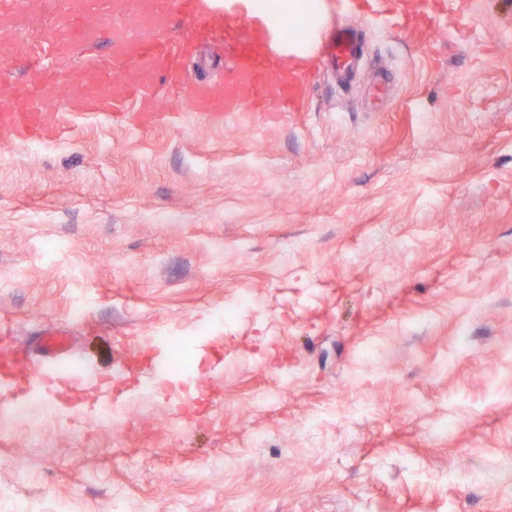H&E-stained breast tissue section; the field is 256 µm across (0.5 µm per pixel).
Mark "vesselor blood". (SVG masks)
Returning a JSON list of instances; mask_svg holds the SVG:
<instances>
[{"mask_svg": "<svg viewBox=\"0 0 512 512\" xmlns=\"http://www.w3.org/2000/svg\"><path fill=\"white\" fill-rule=\"evenodd\" d=\"M346 24L327 34L310 27L303 38L248 8V0H61L59 24L43 38L33 55L30 74L0 90V135L9 138L52 139L65 132L54 101L67 86L70 113L95 107H124L137 102L142 121L155 117L157 79L176 83L182 61L196 35L224 32L235 52L223 82L202 81L186 100L199 116L217 112H299L306 101L305 62H327L340 80H347L362 49L367 29L416 30L406 0H337ZM188 19L186 33L167 35L172 15ZM107 27L113 57L126 61L140 75L138 81L112 79L98 60L90 58L73 81H66L72 51L96 40ZM152 376L154 386L170 388L167 340ZM14 366L28 374L27 393L52 399L58 382L76 389L87 383V371L71 358L68 339L47 330L40 353L25 347L12 353Z\"/></svg>", "mask_w": 512, "mask_h": 512, "instance_id": "1", "label": "vessel or blood"}]
</instances>
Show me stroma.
<instances>
[{
  "mask_svg": "<svg viewBox=\"0 0 512 512\" xmlns=\"http://www.w3.org/2000/svg\"><path fill=\"white\" fill-rule=\"evenodd\" d=\"M56 20L16 0L24 36ZM506 30L512 0H456L423 38L369 31L351 91L316 63L306 111L230 119L184 108L231 64L209 37L157 91L174 120L138 127L131 103L0 141V361L64 328L124 410L98 423L90 385L86 436L43 401L25 430L0 420V512H113L116 486L128 512H512ZM244 291L253 308L211 325ZM162 330L187 345L174 387L206 406L188 428L124 378Z\"/></svg>",
  "mask_w": 512,
  "mask_h": 512,
  "instance_id": "35a3bbf8",
  "label": "stroma"
}]
</instances>
